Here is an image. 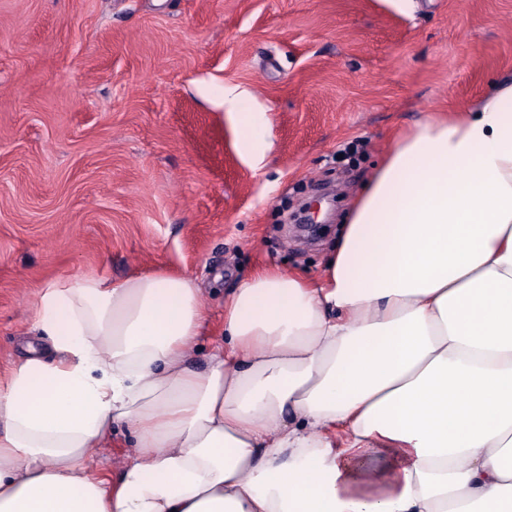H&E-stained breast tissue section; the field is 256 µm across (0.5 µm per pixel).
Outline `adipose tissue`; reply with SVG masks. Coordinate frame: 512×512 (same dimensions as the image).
Listing matches in <instances>:
<instances>
[{
  "instance_id": "1",
  "label": "adipose tissue",
  "mask_w": 512,
  "mask_h": 512,
  "mask_svg": "<svg viewBox=\"0 0 512 512\" xmlns=\"http://www.w3.org/2000/svg\"><path fill=\"white\" fill-rule=\"evenodd\" d=\"M211 324L165 268L44 284L49 343L0 372V512H512V79L398 138L320 278L232 288L200 365ZM130 447H132V445H130L128 437L120 430L115 435L112 442L98 449L96 458L109 472L115 475L128 460V456L132 452V448Z\"/></svg>"
}]
</instances>
